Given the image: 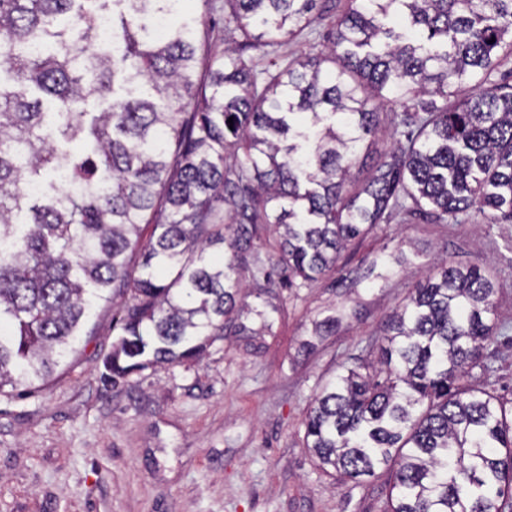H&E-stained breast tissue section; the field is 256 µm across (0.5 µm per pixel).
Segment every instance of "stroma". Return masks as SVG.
Listing matches in <instances>:
<instances>
[{
    "instance_id": "35a3bbf8",
    "label": "stroma",
    "mask_w": 512,
    "mask_h": 512,
    "mask_svg": "<svg viewBox=\"0 0 512 512\" xmlns=\"http://www.w3.org/2000/svg\"><path fill=\"white\" fill-rule=\"evenodd\" d=\"M346 7L320 0L298 37L246 49L254 72L325 45ZM183 15L210 21L203 80L205 60L241 35L224 0H186ZM443 260L490 264L498 294L487 381L512 393V224L476 211L457 224L395 212L341 254L336 272L273 289L272 333H232L197 360L145 370L129 385L100 380L113 308L95 307L43 387L0 396V512H382L385 474L338 483L305 448L303 421L340 363L374 359L389 314ZM329 316L335 332L315 335Z\"/></svg>"
}]
</instances>
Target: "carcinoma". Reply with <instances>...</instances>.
Returning <instances> with one entry per match:
<instances>
[{"label":"carcinoma","mask_w":512,"mask_h":512,"mask_svg":"<svg viewBox=\"0 0 512 512\" xmlns=\"http://www.w3.org/2000/svg\"><path fill=\"white\" fill-rule=\"evenodd\" d=\"M181 2L0 0L14 82L0 80V395L48 380L100 301L124 297L103 358L117 387L201 356L232 324L272 332L279 309L246 302L242 266L262 295L333 272L393 211L512 224V85L483 86L512 55V0H348L324 49L260 79L227 48L202 83ZM316 6L224 0L268 44ZM109 11L110 50L95 42ZM160 15L172 23L155 38ZM40 34L55 45L28 53ZM389 103L404 130L360 183ZM60 171L83 190H61ZM271 225L283 233L265 261ZM496 296L483 264L443 263L412 289L377 364H341L313 397L304 439L320 466L342 483L384 470V512H512V399L481 383Z\"/></svg>","instance_id":"cac0c4a2"}]
</instances>
